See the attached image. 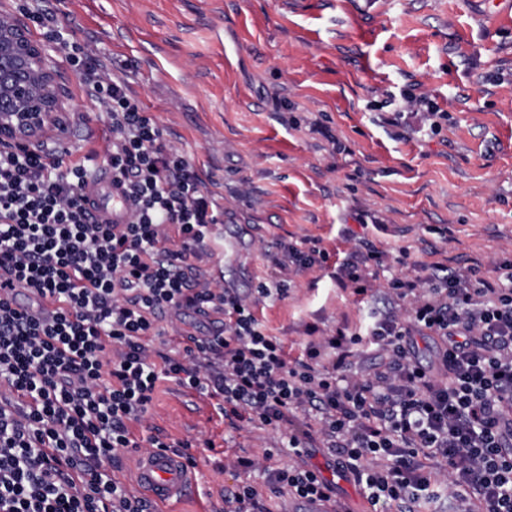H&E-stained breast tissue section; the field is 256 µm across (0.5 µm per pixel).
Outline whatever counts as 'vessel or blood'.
<instances>
[{
	"instance_id": "obj_1",
	"label": "vessel or blood",
	"mask_w": 512,
	"mask_h": 512,
	"mask_svg": "<svg viewBox=\"0 0 512 512\" xmlns=\"http://www.w3.org/2000/svg\"><path fill=\"white\" fill-rule=\"evenodd\" d=\"M88 210L103 224H123L128 220V205L112 185L111 173H104L89 195ZM133 482L150 500L166 504L184 497L194 487L185 459L169 449L138 455Z\"/></svg>"
}]
</instances>
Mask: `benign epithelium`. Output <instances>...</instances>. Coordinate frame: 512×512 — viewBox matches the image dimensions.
I'll return each instance as SVG.
<instances>
[{"mask_svg": "<svg viewBox=\"0 0 512 512\" xmlns=\"http://www.w3.org/2000/svg\"><path fill=\"white\" fill-rule=\"evenodd\" d=\"M45 44L10 10H0V144L40 147L61 134L67 102Z\"/></svg>", "mask_w": 512, "mask_h": 512, "instance_id": "obj_1", "label": "benign epithelium"}]
</instances>
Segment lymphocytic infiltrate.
<instances>
[{"label":"lymphocytic infiltrate","instance_id":"obj_1","mask_svg":"<svg viewBox=\"0 0 512 512\" xmlns=\"http://www.w3.org/2000/svg\"><path fill=\"white\" fill-rule=\"evenodd\" d=\"M50 37L110 121L105 163L130 219L92 220L97 173L84 163L0 145V512H146L103 465L165 447L129 431L163 378L215 399L229 424L281 430L297 462L267 471L272 493L335 497L306 462L319 439L371 503L422 512L446 498L467 512L474 496L479 512H512V266L494 282L445 266L425 288L394 279L410 315L374 314L367 334L388 360L370 376L352 372L360 337L341 328L288 360L245 299L200 278L195 261L222 213L194 165L104 63ZM208 308L223 313V332L180 357L152 345L160 313ZM417 333L445 342L436 367L410 357ZM303 414L318 416L319 435ZM431 458L447 476L427 471Z\"/></svg>","mask_w":512,"mask_h":512}]
</instances>
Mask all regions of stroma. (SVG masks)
Returning a JSON list of instances; mask_svg holds the SVG:
<instances>
[{"instance_id":"1","label":"stroma","mask_w":512,"mask_h":512,"mask_svg":"<svg viewBox=\"0 0 512 512\" xmlns=\"http://www.w3.org/2000/svg\"><path fill=\"white\" fill-rule=\"evenodd\" d=\"M50 28L111 64L146 112L191 161L224 211L197 266L205 280L234 289L266 334L296 359L308 340L340 325L365 333L372 308L393 306L389 283L426 278L433 266L471 279L496 278L512 264V21L483 0H43ZM68 98L69 159L102 164L112 141L107 119L81 79L53 54ZM434 99L438 129L408 112L407 96ZM392 259L366 296L336 280L359 262L363 241ZM328 253L323 265L274 284L281 242ZM223 314L163 313L155 347L182 355L188 336L212 334ZM136 439L192 443L196 490L172 512H222L225 490L259 485L268 512L292 496L236 473L233 458L268 469L296 462L276 430L234 429L211 400L162 380ZM336 484L350 512L371 505L353 477L323 453L306 459Z\"/></svg>"}]
</instances>
